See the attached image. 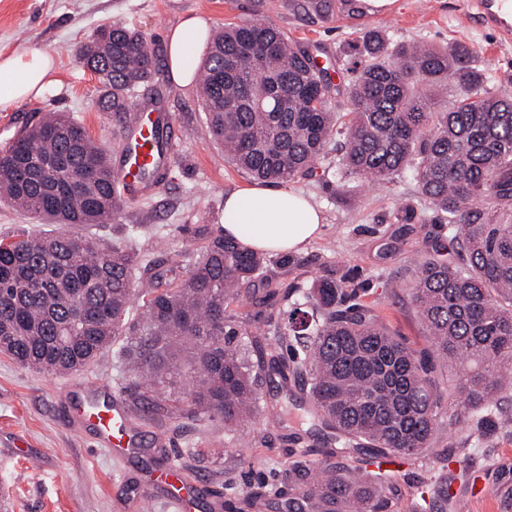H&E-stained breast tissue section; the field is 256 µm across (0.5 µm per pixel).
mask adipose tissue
I'll return each instance as SVG.
<instances>
[{
	"label": "adipose tissue",
	"instance_id": "adipose-tissue-1",
	"mask_svg": "<svg viewBox=\"0 0 512 512\" xmlns=\"http://www.w3.org/2000/svg\"><path fill=\"white\" fill-rule=\"evenodd\" d=\"M210 26L200 16L181 19L165 34L167 63L177 86L187 85L195 53L205 48ZM54 56L40 48L0 54V110L43 98L52 86ZM324 217L308 198L285 188L251 184L224 196L222 227L243 248L269 254L297 252L322 232Z\"/></svg>",
	"mask_w": 512,
	"mask_h": 512
}]
</instances>
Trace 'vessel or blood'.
Returning <instances> with one entry per match:
<instances>
[{"instance_id": "obj_1", "label": "vessel or blood", "mask_w": 512, "mask_h": 512, "mask_svg": "<svg viewBox=\"0 0 512 512\" xmlns=\"http://www.w3.org/2000/svg\"><path fill=\"white\" fill-rule=\"evenodd\" d=\"M474 4L475 18L481 26L504 40L512 39V0H474ZM120 128L124 150L112 164V182L123 199L138 200L157 188L156 183L141 179V170L164 169L182 141V131L171 114L140 104L123 114ZM68 420L92 429L98 446L112 457H125L140 445L133 420L117 394L73 396ZM154 480L179 512H192L196 500L206 497L205 485L185 483L174 469L157 473Z\"/></svg>"}]
</instances>
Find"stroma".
<instances>
[{"label": "stroma", "instance_id": "obj_1", "mask_svg": "<svg viewBox=\"0 0 512 512\" xmlns=\"http://www.w3.org/2000/svg\"><path fill=\"white\" fill-rule=\"evenodd\" d=\"M322 0H0V53L37 47L56 59V83L45 99L0 112V150L23 129L36 125L42 113L63 111L85 127L111 155H119L121 137L96 100L98 77L85 66L80 47L113 19L124 20L150 42H162L169 26L185 15L202 14L212 31L225 24L264 20L288 38L314 51L328 68L335 87L346 89L352 64L349 45L371 28L386 30L397 43L465 44L478 66L491 76L489 90L512 84V43L471 22V0H393L383 18L348 19L324 12ZM154 106L172 114L183 129L184 143L167 163L162 186L148 199L121 205L112 223L82 227V234L105 242L135 245L155 257L161 268L185 273L191 244H203L221 227L224 194L250 184L249 176L225 162L211 138L206 112L195 86L163 80ZM336 146L328 144L312 175L295 179L292 189L311 196L322 209V235L294 253L288 265L269 263L259 280L241 288L239 315L247 335L262 330L251 318V303L263 280L302 286L330 270L346 288L383 317L387 326L416 348L426 345V327L410 300L411 274L406 260L431 245L446 257L454 251L448 227L434 223L430 204L417 192L410 175L387 185L357 183V203L336 185ZM91 380L120 391L129 380L115 348H107L88 368L68 375L46 376L0 353V512H139L134 503L149 495L152 512H176L144 480L156 463L177 462L184 479L206 484L223 501L249 494L258 476L272 478L287 459L281 428H268L265 443H255L249 425L226 431L219 421L185 419L164 430L145 425V412H133L136 427L148 441L122 460L99 448L91 434L73 429L66 417L65 395L75 384ZM265 407L290 410L289 423L308 429V447L321 445L320 425L300 419L292 408L304 395L297 383L278 390L261 388ZM457 432L444 431L434 449L400 471L382 473L381 484L395 486L410 503L432 469L437 453L460 447ZM471 478H456L453 488L469 501V512H512L503 508L512 490V434L493 433L471 453Z\"/></svg>", "mask_w": 512, "mask_h": 512}]
</instances>
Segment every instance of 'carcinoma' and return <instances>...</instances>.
Instances as JSON below:
<instances>
[{"mask_svg":"<svg viewBox=\"0 0 512 512\" xmlns=\"http://www.w3.org/2000/svg\"><path fill=\"white\" fill-rule=\"evenodd\" d=\"M346 102H334L325 68L265 22L231 23L211 39L200 98L224 160L268 184L312 174L341 138L336 182L387 184L412 173L418 193L448 225L461 261L415 254L411 299L428 332L417 350L332 275L305 288L266 281L253 319L263 334L242 343L233 309L239 288L270 259L220 232L192 249L190 268L168 276L127 245L70 230L110 224L118 211L107 154L66 112H49L0 153V199L59 228L0 239V352L47 376L89 366L117 340L134 401L157 427L172 415L237 427L260 414V372L306 387L327 429L322 458L291 432L289 461L258 481L234 512L261 499L283 512H468L454 477L433 474L402 507L367 471L347 475L335 458L365 464L414 459L438 432L465 441L512 426V92L486 89L469 49L394 45L371 29L352 46ZM81 56L101 84L98 100L125 112L161 73V59L121 19L99 29ZM453 78L458 93L438 96ZM140 314H134V309ZM453 369L443 396L435 373ZM448 400V416L440 413Z\"/></svg>","mask_w":512,"mask_h":512,"instance_id":"1","label":"carcinoma"}]
</instances>
